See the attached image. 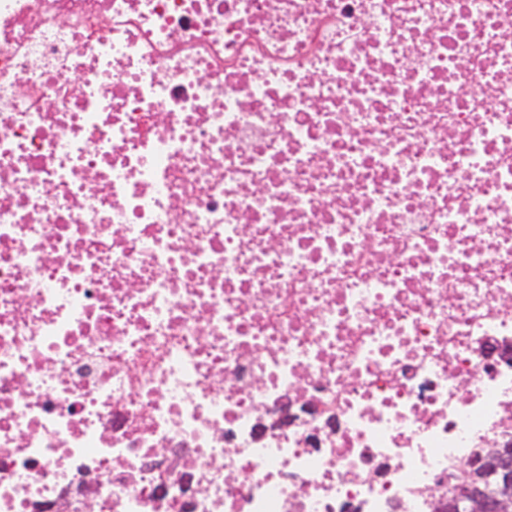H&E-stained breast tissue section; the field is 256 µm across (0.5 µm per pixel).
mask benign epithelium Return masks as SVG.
I'll list each match as a JSON object with an SVG mask.
<instances>
[{
	"instance_id": "benign-epithelium-1",
	"label": "benign epithelium",
	"mask_w": 512,
	"mask_h": 512,
	"mask_svg": "<svg viewBox=\"0 0 512 512\" xmlns=\"http://www.w3.org/2000/svg\"><path fill=\"white\" fill-rule=\"evenodd\" d=\"M483 477L461 496L439 498L441 512H512V449L492 451L479 461Z\"/></svg>"
}]
</instances>
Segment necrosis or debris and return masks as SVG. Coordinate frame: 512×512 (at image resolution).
Wrapping results in <instances>:
<instances>
[{"instance_id": "obj_1", "label": "necrosis or debris", "mask_w": 512, "mask_h": 512, "mask_svg": "<svg viewBox=\"0 0 512 512\" xmlns=\"http://www.w3.org/2000/svg\"><path fill=\"white\" fill-rule=\"evenodd\" d=\"M506 446L512 0H0V512H435Z\"/></svg>"}]
</instances>
